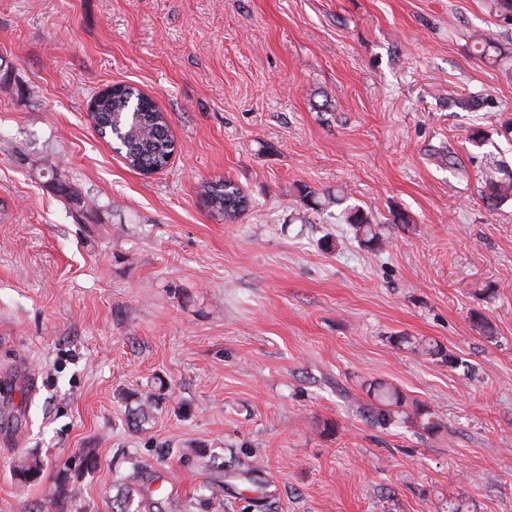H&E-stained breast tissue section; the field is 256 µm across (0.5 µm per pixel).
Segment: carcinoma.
<instances>
[{
	"mask_svg": "<svg viewBox=\"0 0 512 512\" xmlns=\"http://www.w3.org/2000/svg\"><path fill=\"white\" fill-rule=\"evenodd\" d=\"M476 55L484 62L495 64L501 60L502 51L498 44L485 34H479L473 43ZM97 132L103 138H110L115 150L133 169L144 172L155 171L167 166L174 152L168 122L153 99L140 90L125 84L111 86V91L98 96L93 104ZM487 175L483 187V199L490 206H497L512 199V167L503 161L493 159L487 162ZM203 203L214 215L232 221L240 214L245 197L240 188L231 181L211 182L204 186ZM346 221L355 232L360 244L375 248L383 243L377 225L363 209L353 206L347 209ZM399 346H405L417 353L438 358L453 368L457 365L439 344L415 336H399ZM371 393L379 403L375 415L386 420L388 408L400 406L404 396L400 390L387 383H375ZM42 469L36 458L25 462L17 469V476L25 481L37 478Z\"/></svg>",
	"mask_w": 512,
	"mask_h": 512,
	"instance_id": "cac0c4a2",
	"label": "carcinoma"
}]
</instances>
